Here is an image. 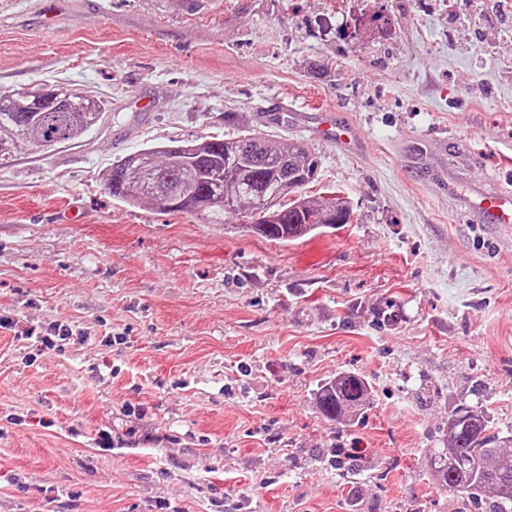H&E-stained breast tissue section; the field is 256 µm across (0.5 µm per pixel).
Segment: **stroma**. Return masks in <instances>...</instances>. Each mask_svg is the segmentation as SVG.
<instances>
[{"mask_svg":"<svg viewBox=\"0 0 512 512\" xmlns=\"http://www.w3.org/2000/svg\"><path fill=\"white\" fill-rule=\"evenodd\" d=\"M43 2L0 0V93L105 110L0 169V512H476L426 458L461 403L512 432V228L425 179L458 153L459 191L512 172V0ZM332 110L360 154L288 121ZM252 126L301 142L304 194L340 192L351 222L286 244L105 186L144 147ZM387 300L401 319L376 327ZM54 321L81 331L64 351L20 336ZM346 372L372 395L340 430L315 393Z\"/></svg>","mask_w":512,"mask_h":512,"instance_id":"stroma-1","label":"stroma"}]
</instances>
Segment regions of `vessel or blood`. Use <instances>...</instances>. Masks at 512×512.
<instances>
[{
    "mask_svg": "<svg viewBox=\"0 0 512 512\" xmlns=\"http://www.w3.org/2000/svg\"><path fill=\"white\" fill-rule=\"evenodd\" d=\"M310 132L336 146L338 150L354 153L359 144L351 135L349 124L330 112L321 113L318 121L309 127ZM432 183L439 189L457 196L459 212L469 224H512V189L503 188L490 180L473 186L466 195H458L455 182L446 172L434 173Z\"/></svg>",
    "mask_w": 512,
    "mask_h": 512,
    "instance_id": "1",
    "label": "vessel or blood"
}]
</instances>
